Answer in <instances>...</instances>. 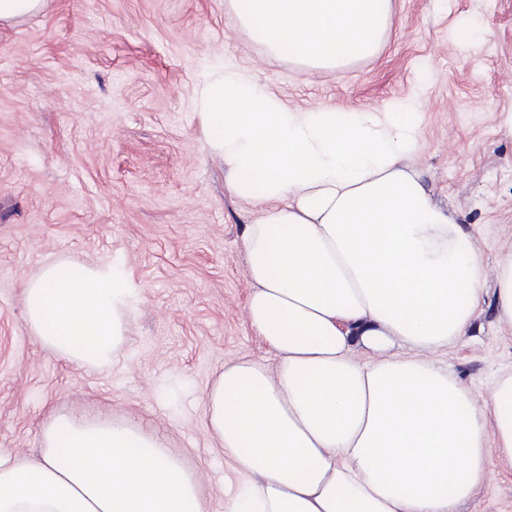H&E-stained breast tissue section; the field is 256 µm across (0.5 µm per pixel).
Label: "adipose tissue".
Returning <instances> with one entry per match:
<instances>
[{"label":"adipose tissue","instance_id":"ef3b65f1","mask_svg":"<svg viewBox=\"0 0 512 512\" xmlns=\"http://www.w3.org/2000/svg\"><path fill=\"white\" fill-rule=\"evenodd\" d=\"M241 25L304 71L377 54L391 0H230ZM230 190L259 207L243 231L246 310L276 356L226 364L203 426L237 490L224 512H457L512 468V373L475 396L439 356L485 304L512 327V254L486 270L473 234L436 206L410 160L413 103L295 109L233 66L201 94ZM131 293L110 268L58 261L24 283L43 345L111 368ZM201 478L136 424L51 414L41 460L0 462V512H206Z\"/></svg>","mask_w":512,"mask_h":512}]
</instances>
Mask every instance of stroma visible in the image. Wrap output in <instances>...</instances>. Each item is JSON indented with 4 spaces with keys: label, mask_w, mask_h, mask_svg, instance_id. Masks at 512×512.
<instances>
[{
    "label": "stroma",
    "mask_w": 512,
    "mask_h": 512,
    "mask_svg": "<svg viewBox=\"0 0 512 512\" xmlns=\"http://www.w3.org/2000/svg\"><path fill=\"white\" fill-rule=\"evenodd\" d=\"M377 55L308 75L269 56L227 0H44L0 22V460L38 459L55 411L137 424L224 512L234 475L203 426L226 362L273 351L251 329L242 232L257 208L224 183L199 93L232 64L286 105L343 112L416 102L413 166L433 202L474 229L486 268L512 252V0H391ZM110 267L134 294L112 368L67 362L25 318L46 262ZM477 395L512 371V329L485 309L450 347ZM459 512H512V470L490 460Z\"/></svg>",
    "instance_id": "1"
}]
</instances>
